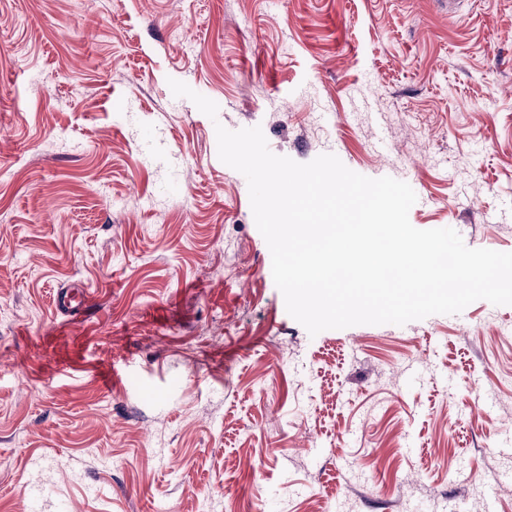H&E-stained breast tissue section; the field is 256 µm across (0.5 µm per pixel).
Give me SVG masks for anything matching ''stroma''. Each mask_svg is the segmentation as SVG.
Masks as SVG:
<instances>
[{
	"label": "stroma",
	"mask_w": 512,
	"mask_h": 512,
	"mask_svg": "<svg viewBox=\"0 0 512 512\" xmlns=\"http://www.w3.org/2000/svg\"><path fill=\"white\" fill-rule=\"evenodd\" d=\"M220 125L512 252V0H0V512H512V305L309 335ZM91 292L86 285L71 284L59 288L52 299L55 310L65 316H72L90 304Z\"/></svg>",
	"instance_id": "35a3bbf8"
}]
</instances>
